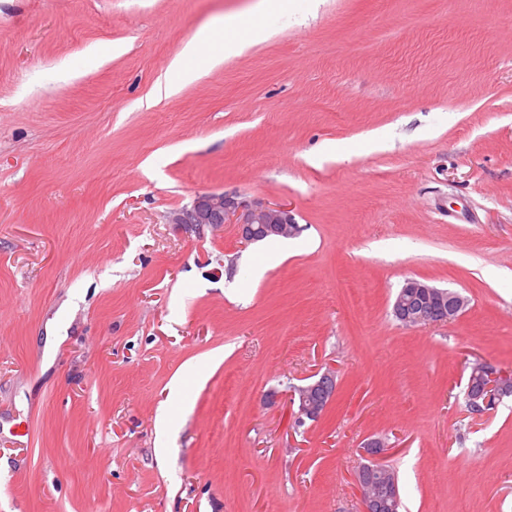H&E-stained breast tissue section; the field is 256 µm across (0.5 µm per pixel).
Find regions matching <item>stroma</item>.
I'll return each mask as SVG.
<instances>
[{"instance_id":"obj_1","label":"stroma","mask_w":512,"mask_h":512,"mask_svg":"<svg viewBox=\"0 0 512 512\" xmlns=\"http://www.w3.org/2000/svg\"><path fill=\"white\" fill-rule=\"evenodd\" d=\"M250 2L0 0V512H359L370 438L401 512H512V396L465 395L512 368V0H326L180 84ZM208 191L302 231L170 223ZM412 278L462 315L403 327ZM314 377L317 378L313 382L298 387L294 391L300 393L299 415H305L316 421L326 413L336 398V371L329 367L322 374L318 373Z\"/></svg>"}]
</instances>
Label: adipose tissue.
<instances>
[{
  "label": "adipose tissue",
  "instance_id": "1",
  "mask_svg": "<svg viewBox=\"0 0 512 512\" xmlns=\"http://www.w3.org/2000/svg\"><path fill=\"white\" fill-rule=\"evenodd\" d=\"M322 0H252L243 12H228L217 22L200 25L186 42L183 55L207 54L210 65L242 53L252 43L275 33L279 20L300 24L316 16Z\"/></svg>",
  "mask_w": 512,
  "mask_h": 512
}]
</instances>
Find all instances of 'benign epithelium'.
Returning <instances> with one entry per match:
<instances>
[{"mask_svg": "<svg viewBox=\"0 0 512 512\" xmlns=\"http://www.w3.org/2000/svg\"><path fill=\"white\" fill-rule=\"evenodd\" d=\"M171 223L188 231L204 233L225 224L234 225L236 235L245 244L254 243L271 232L291 237L301 227L295 221L292 210L286 204L271 203L261 199H250L237 193H200L191 206L174 213ZM410 293L426 298V303L412 308L406 303ZM465 301H448V292L418 280H408L399 292L395 310L398 317L408 326H426L451 323L452 314L464 307ZM478 381L481 383L483 402L500 400L512 394V372L490 364H480ZM299 414L316 421L327 411L336 398V371L327 368L316 374V379L297 388ZM364 453L370 458L368 469L359 470L356 487L363 505V512H391L396 499L391 487L386 464L384 443L372 439L364 446Z\"/></svg>", "mask_w": 512, "mask_h": 512, "instance_id": "benign-epithelium-1", "label": "benign epithelium"}]
</instances>
